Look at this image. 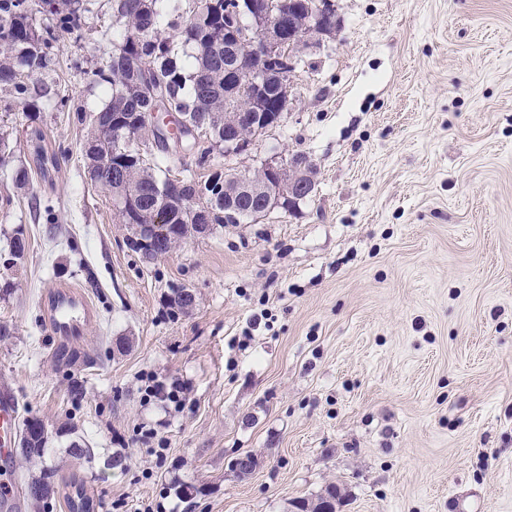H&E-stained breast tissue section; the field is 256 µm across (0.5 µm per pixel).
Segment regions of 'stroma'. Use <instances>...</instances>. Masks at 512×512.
Returning a JSON list of instances; mask_svg holds the SVG:
<instances>
[{
	"label": "stroma",
	"mask_w": 512,
	"mask_h": 512,
	"mask_svg": "<svg viewBox=\"0 0 512 512\" xmlns=\"http://www.w3.org/2000/svg\"><path fill=\"white\" fill-rule=\"evenodd\" d=\"M94 0L52 63L0 88V389L52 437L95 512H291L337 485L340 512H512V0H336V33L297 56L280 126L200 174L306 154L317 187L293 214L226 224L145 259L88 173L87 126L111 43ZM40 129L59 157L15 192ZM50 213L34 216L32 199ZM25 262L6 266L16 230ZM184 287L195 308L173 313ZM78 290L82 330L53 340L48 293ZM127 352L114 350L117 338ZM65 349L72 362L56 364ZM185 385L179 410L142 378ZM84 383L73 398L72 380ZM75 436L93 462L66 453ZM163 456H156L157 447ZM128 453L125 470L107 466ZM252 453L243 477L233 459ZM201 486L182 499L175 483Z\"/></svg>",
	"instance_id": "35a3bbf8"
}]
</instances>
